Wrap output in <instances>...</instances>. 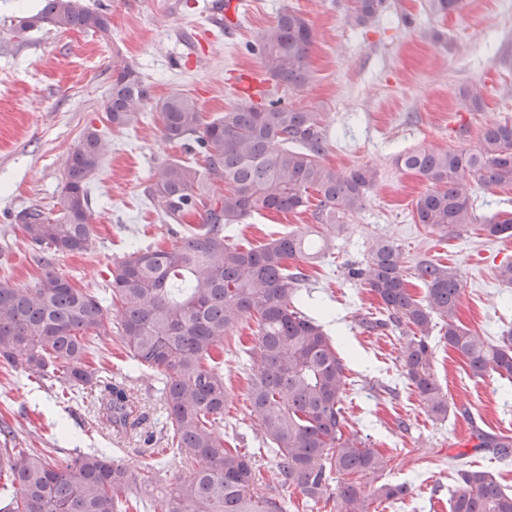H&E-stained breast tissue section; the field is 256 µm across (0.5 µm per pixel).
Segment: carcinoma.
<instances>
[{"instance_id":"carcinoma-1","label":"carcinoma","mask_w":512,"mask_h":512,"mask_svg":"<svg viewBox=\"0 0 512 512\" xmlns=\"http://www.w3.org/2000/svg\"><path fill=\"white\" fill-rule=\"evenodd\" d=\"M435 16L463 9V0H429ZM386 0H347V23L375 24ZM61 31H112L109 8L84 0H43L34 15L19 20L28 31L41 26ZM309 21L286 8L252 46L275 85L292 93L312 78ZM152 95L149 84L127 65L112 66V85L103 103L114 129L139 123ZM462 108L484 107L483 88H458ZM165 141L179 143L202 163L171 159L159 166L145 195L165 222L184 224L197 215L179 242L137 247L113 262L106 290L118 321L112 323L100 298L73 285L58 268L65 255L89 250L90 185L111 140L87 128L70 147L62 186L48 212L34 204L17 217L20 231L41 255V276L32 286L0 282V364L29 379H53L61 397L80 403L85 390L100 387L95 422L125 433L133 413L129 390L112 383L104 368L86 361L92 343L112 334L126 349L131 367L161 380L166 445L192 466L189 478L163 493L165 512H286L279 495L252 492L259 472L252 456L228 448L224 421L228 393L217 357L224 340L247 319L255 343L244 350L250 365V416L264 444L276 453V480L300 491L308 503L341 500L344 512L385 509L407 492L403 484L367 487L362 480L383 472L387 458L344 434L348 377L323 325L303 312L308 275L300 263L327 249L345 219L365 206L376 172L366 166L340 172L324 163L328 131L318 112L280 100L257 104L241 99L210 121L187 95L174 93L155 103ZM403 170L422 177L428 189L417 198L413 220L432 231L454 233L482 224L488 238L512 232V213L484 221L475 213L473 185L512 188V117L486 125L475 144L454 149H410L396 158ZM318 204L304 233L288 232L256 246L231 240L229 229L261 212H290ZM294 262L288 266V262ZM348 275L375 295L380 317L364 319L371 331L406 337L402 376L434 418L448 415V396L432 368V333L461 359L474 378L512 379V330L489 342L458 318L463 283L449 266L426 260L410 272L391 241L374 246L365 263ZM425 286L423 298L409 290V277ZM479 448L496 451L512 464V435L477 433ZM11 476L15 492L0 496V512H129L153 482L103 448L77 456L53 448H0V477ZM349 480L330 492L331 475ZM460 487L450 512H512V492L482 469L458 470Z\"/></svg>"}]
</instances>
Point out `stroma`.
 Returning <instances> with one entry per match:
<instances>
[{"mask_svg": "<svg viewBox=\"0 0 512 512\" xmlns=\"http://www.w3.org/2000/svg\"><path fill=\"white\" fill-rule=\"evenodd\" d=\"M109 5L112 33L60 32L51 27L18 31L20 17L40 0H0V280L23 286L37 281V247L24 241L16 215L31 203L52 208L61 189L67 152L89 127H102V104L112 82L111 61L121 57L149 83L154 99L179 92L193 97L205 120L236 102L247 70L259 69L250 47L287 7L313 29V79L291 94L273 97L320 113L329 134L328 164L340 171L368 166L377 173L364 208L325 255L307 263L305 313L323 322L346 366V434L389 460L375 483L406 484L407 494L388 512H449L461 466L493 470L512 490V465L499 464L492 449L479 448L477 432L512 435V382L475 380L443 343L433 349V369L448 394V415L432 419L401 375L403 339L365 329L361 320L378 312L375 296L348 276L372 246L390 240L406 266L436 259L463 282L458 318L484 337L512 328V285L495 272L512 261V237L486 238L475 229L446 237L413 220L416 199L427 183L396 165L407 149L457 146L460 128L478 135L487 124L512 115V0H465L462 14L445 18L428 11V0H389L379 21L362 30L345 19V0H243L238 19L225 26L215 0H85ZM443 31L448 44L434 38ZM484 89L483 110L457 102L460 85ZM112 151L102 158L91 186L94 240L90 250L62 258L61 274L80 288L102 291L113 261L139 245L172 246L180 225L162 223L143 194L155 168L183 158L164 141L158 114L148 109L132 131L113 132ZM311 222L306 212L260 213L235 225L236 242L257 246ZM252 331L240 324L221 357L228 405V447L253 453L261 473L258 496L285 493L288 512H310L298 490H280L275 458L247 409L243 350ZM106 358L112 379L134 392L135 429L115 438L111 429L87 431L97 399L89 390L83 406L58 400L54 391L0 366V421L9 423L15 448H110L131 471L150 468L163 490L190 470L179 456L162 451L165 419L159 381L149 371L129 372L126 350L109 336L89 358Z\"/></svg>", "mask_w": 512, "mask_h": 512, "instance_id": "1", "label": "stroma"}]
</instances>
